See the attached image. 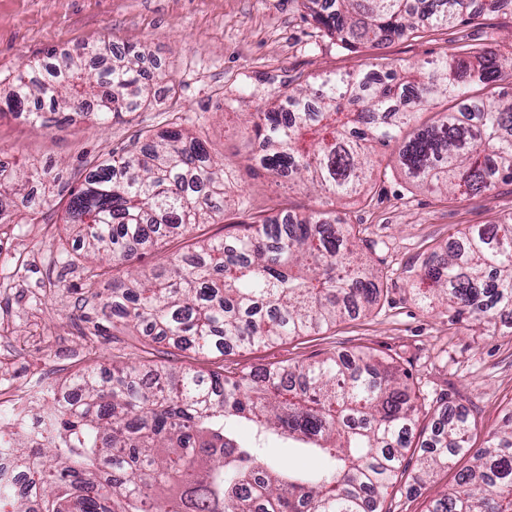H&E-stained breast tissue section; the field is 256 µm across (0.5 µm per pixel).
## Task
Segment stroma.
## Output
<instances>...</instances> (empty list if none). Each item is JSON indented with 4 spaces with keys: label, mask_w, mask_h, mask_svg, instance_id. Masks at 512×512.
I'll return each instance as SVG.
<instances>
[{
    "label": "stroma",
    "mask_w": 512,
    "mask_h": 512,
    "mask_svg": "<svg viewBox=\"0 0 512 512\" xmlns=\"http://www.w3.org/2000/svg\"><path fill=\"white\" fill-rule=\"evenodd\" d=\"M479 16L415 39H395L352 50L336 47L312 21L302 0H0V88L22 64L50 52L110 42L141 51V67L157 89L155 99L106 128L80 118L62 128H38L0 118V158L13 168L29 164L62 171L71 186L86 163L128 148L143 131L179 126L196 133L214 159L233 167L246 210L231 206L222 221L199 228L206 237L228 235L232 223H250L286 209L308 214L320 201L259 166L249 156L257 143L247 132L254 113L316 77L381 71L421 63L450 49L512 52V9L480 0ZM46 201L43 224H17L13 258L0 264V340L14 349L7 378L28 396L61 387L87 368L114 359L138 366L183 364L243 374L276 364H296L335 352L369 349L408 372L426 401L467 411L475 421L470 443L487 446L512 419V323L479 334L423 311L413 298L414 272L449 235L512 216V185L472 198L417 190L401 172L376 181L368 200L335 205L343 222L365 229L360 248L387 274L369 311L330 329L272 346L234 347L201 355L181 351L142 331L112 328L100 313L82 307L79 269L60 256L81 251L65 225L67 195L34 185ZM441 468L416 481L407 457L389 488L385 512H426L455 482L457 469Z\"/></svg>",
    "instance_id": "35a3bbf8"
}]
</instances>
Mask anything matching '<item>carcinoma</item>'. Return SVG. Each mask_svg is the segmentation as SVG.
<instances>
[{
	"instance_id": "1",
	"label": "carcinoma",
	"mask_w": 512,
	"mask_h": 512,
	"mask_svg": "<svg viewBox=\"0 0 512 512\" xmlns=\"http://www.w3.org/2000/svg\"><path fill=\"white\" fill-rule=\"evenodd\" d=\"M339 48L416 38L479 16L476 0H305ZM104 67L93 72L86 57ZM132 46H81L27 65L6 93L0 117L44 128L42 111L105 125L152 96ZM512 56L479 49L443 53L424 65L325 77L299 88L253 124L252 161L320 195L322 209H285L262 223L234 225L230 240H198L141 275L143 254L176 234L224 215L233 176L205 142L184 129L141 135L132 148L93 164L69 191L65 223L82 243L83 306L100 299L105 320L143 328L180 350L222 352L308 335L364 312L380 295L383 272L359 251L364 229L332 218L333 201L359 196L402 170L415 185L446 197L482 195L512 184V91L501 86ZM49 168L18 176L0 166V241L44 220L30 182L61 183ZM416 277L430 313L484 331L512 316V217L442 247ZM126 278L108 279L113 262ZM45 436L5 437L31 475L19 492L0 493L10 512H383L386 490L412 448L423 403L399 369L368 351L259 374L158 366L146 379L112 362L75 377L65 392L36 398ZM466 412L442 406L420 481L461 457L473 463L427 512H512V421L485 448L469 443ZM319 460L304 470L274 451Z\"/></svg>"
}]
</instances>
